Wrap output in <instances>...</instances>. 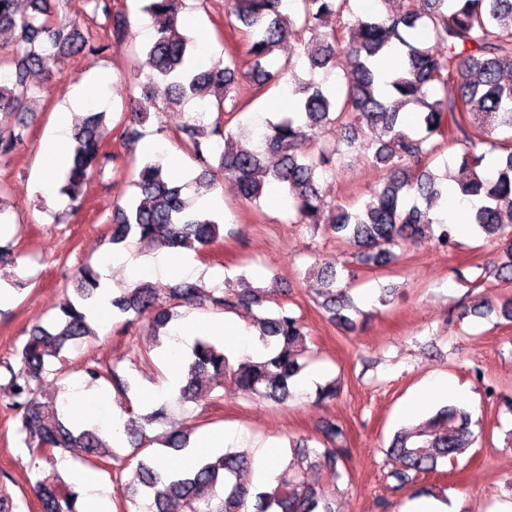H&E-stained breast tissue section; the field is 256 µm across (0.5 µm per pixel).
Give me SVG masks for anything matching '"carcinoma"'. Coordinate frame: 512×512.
I'll use <instances>...</instances> for the list:
<instances>
[{
    "label": "carcinoma",
    "mask_w": 512,
    "mask_h": 512,
    "mask_svg": "<svg viewBox=\"0 0 512 512\" xmlns=\"http://www.w3.org/2000/svg\"><path fill=\"white\" fill-rule=\"evenodd\" d=\"M50 0H27L22 12L18 0H0V33L10 35L11 53L0 55V165H9L27 141V125L20 115L37 100L40 86L35 73L51 76L61 59L71 54L100 55L106 45L86 37L48 7ZM92 14L112 27V36L129 34L127 16L113 12L112 0H89ZM291 17L286 0H224L227 16L235 17L247 39L251 57L250 80L257 88L278 87L295 77L296 68L323 70L320 81L295 84V111L268 120L260 148L245 142L224 121V112L242 110L238 96V64L233 56L209 65L185 33L181 18L187 0H147L144 10L164 23L144 48L147 72L136 82L139 97L128 105L122 132L123 145L136 143L151 117L190 102L198 106L178 128L181 144L197 164L193 183L196 196L213 192L217 175L237 184L240 196L257 203L269 186L280 188L294 211L296 223L316 232L345 239L354 247L355 262L367 269L387 267L398 260L395 248L405 239H427L449 249L455 245L454 225L435 221L431 211L440 206L444 189L426 165L439 143L450 140L461 150L453 181L464 195L481 196L483 204L472 217V229L502 249L505 260L487 275L512 281V144H500L497 135L512 133V0H378L384 9L367 20L354 15L351 0H296ZM336 18V30L323 33L325 21ZM304 46L295 62L269 70L266 62L287 37ZM403 57L398 72L382 78L380 62L392 50ZM346 57V90L336 98L327 85ZM230 106H225V103ZM418 107L415 128L403 126L402 110ZM105 113L92 112L74 129L72 157L60 193L69 203L83 194L88 172L104 170L115 156L104 150L99 132ZM337 128L349 136L339 142L325 138ZM486 145L488 149L478 151ZM356 152L383 173L360 205L338 204L325 210L320 180ZM275 155L274 166L265 159ZM136 197L112 203L110 242L119 253L131 239L158 248H183L197 254L220 236V219L211 210L194 205L183 186L160 159H143L131 173ZM316 295L329 319L345 328L356 322L348 311L357 310L349 296L351 284L338 282L337 264L311 268ZM103 275L91 266L75 275L77 299L64 296L62 317L27 332L21 347L0 358V381L7 390V408L17 419L18 432L28 448L51 464L56 453L101 469L109 460L126 463L101 437V427L74 422L59 400L62 386L52 360L61 359L72 343L96 335L88 312L102 291ZM271 301L270 287L240 291L203 288L180 283L163 296L148 283L121 289L112 295V316L124 324H146L151 343L145 353L162 346L160 330L179 317L176 308L208 306L215 312L257 309L252 325L260 332L264 350L255 358L234 362L224 347L209 338L196 340L184 358L178 398L192 400L210 392L215 378L228 379L245 396L285 402L290 388L304 378L310 334L302 320L285 308L263 309ZM87 385L108 384L117 397L127 395L130 383L117 366L88 359L79 368ZM118 429L140 451L150 445L148 427L167 419L162 402L147 414L126 410ZM472 414L454 405L439 408L430 418L398 431L386 450L401 468L389 473L395 491L415 484L420 476L437 471L441 461H454L470 447ZM318 446L292 442V459L275 483L253 495L242 475L251 468L250 456L228 449L202 458L184 469L161 475L155 454L136 462L139 486L131 491L132 505H147L149 512H336L333 497L310 484L312 468L327 471L336 481L343 477L347 428L325 420L319 426ZM189 429L176 430L165 447L184 450ZM32 488L40 512H80L78 493L58 475L35 479Z\"/></svg>",
    "instance_id": "1"
}]
</instances>
